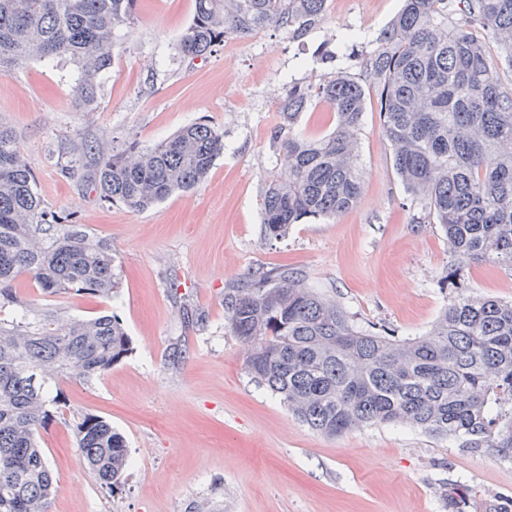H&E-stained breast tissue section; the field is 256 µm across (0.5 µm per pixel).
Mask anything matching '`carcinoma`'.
Listing matches in <instances>:
<instances>
[{
  "label": "carcinoma",
  "mask_w": 512,
  "mask_h": 512,
  "mask_svg": "<svg viewBox=\"0 0 512 512\" xmlns=\"http://www.w3.org/2000/svg\"><path fill=\"white\" fill-rule=\"evenodd\" d=\"M328 0H194L178 51L205 58L230 37L268 26L301 39L325 20ZM138 0H0V73L32 60H71L80 105L92 110ZM501 50L493 58L476 31ZM362 84L344 71L288 84L272 140L280 172L265 185L263 229L278 240L310 217H337L357 202L360 130L375 96L393 167L426 201L451 257L444 288L461 287L471 262L512 270V0H403L376 36ZM317 101L336 122L321 138L295 132ZM100 196L142 212L190 191L224 151V135L193 123L153 147H95ZM34 176L11 128L0 125V310L20 303L28 273L45 297L117 292L111 245L79 224L42 236ZM31 311L0 324V512H50L56 482L40 432L64 416L63 379L85 381L132 354L124 325L105 312L63 319ZM225 327L245 350L252 378L310 429L335 438L372 424H404L464 448H512V302L454 299L424 336L400 340L358 329L295 269L279 267L224 289ZM94 480L126 481L125 437L101 417L73 423Z\"/></svg>",
  "instance_id": "1"
}]
</instances>
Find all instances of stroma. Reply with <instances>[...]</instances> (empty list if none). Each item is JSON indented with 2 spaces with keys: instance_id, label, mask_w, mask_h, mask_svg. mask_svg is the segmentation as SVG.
Instances as JSON below:
<instances>
[{
  "instance_id": "35a3bbf8",
  "label": "stroma",
  "mask_w": 512,
  "mask_h": 512,
  "mask_svg": "<svg viewBox=\"0 0 512 512\" xmlns=\"http://www.w3.org/2000/svg\"><path fill=\"white\" fill-rule=\"evenodd\" d=\"M402 0H328L320 30L303 39L265 29L184 60L177 43L194 0H139L131 34L100 79L98 107L81 111L67 59L32 61L0 75V122L11 126L44 210L112 245L118 292L64 299L61 314L107 312L133 352L101 378L62 381L69 415L91 413L124 434L128 480L107 494L88 473L69 426L41 433L56 479L51 512H462L512 505V448H463L406 426L367 425L327 438L292 416L244 366L224 326V290L287 264L363 329L424 335L457 295L512 301V270L471 264L461 290L439 284L448 245L425 203L396 174L375 102L360 130L363 189L335 218H308L265 240L263 188L280 167L272 133L289 82L319 80L320 43L372 39ZM224 134V151L198 187L133 212L93 182L98 142L153 146L190 123ZM181 349L174 358L173 349Z\"/></svg>"
}]
</instances>
